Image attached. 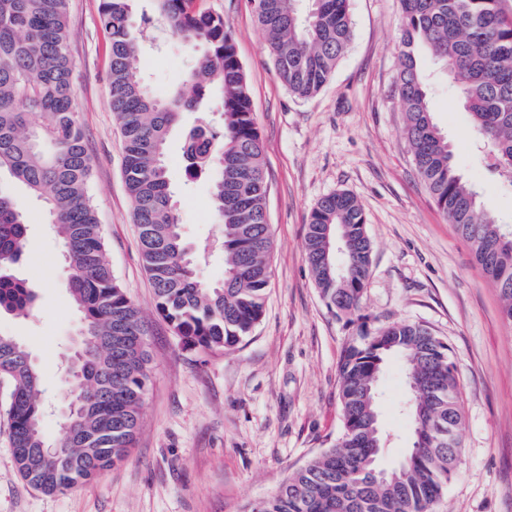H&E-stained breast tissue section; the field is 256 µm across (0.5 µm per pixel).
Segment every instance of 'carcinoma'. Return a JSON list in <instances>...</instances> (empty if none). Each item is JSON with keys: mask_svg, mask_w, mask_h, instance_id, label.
<instances>
[{"mask_svg": "<svg viewBox=\"0 0 512 512\" xmlns=\"http://www.w3.org/2000/svg\"><path fill=\"white\" fill-rule=\"evenodd\" d=\"M133 0H101L110 45L111 107L124 140V178L140 231L141 257L156 312L188 347L224 351L260 320L270 281L273 239L267 220L264 143L256 126L234 34L224 17L194 0H152L136 20ZM259 0L257 24L278 81L301 98L331 79L352 38L349 0ZM396 95L417 172L436 207L466 241L498 289L512 324V225L468 188L448 139L428 106L418 55L428 52L458 85L473 145L493 179L512 181V9L506 0H401ZM161 21L195 53L182 86L155 97L139 72L144 29ZM220 104L221 124L187 145L190 167L210 175L224 277L205 282L182 239L165 162L170 132L182 114ZM46 200L64 244V288L80 316L81 357L63 420L59 455L41 463L31 450L49 442L40 372L13 336H0V378L9 383L10 441L20 475L48 493L79 487L123 462L133 447L149 370L147 349L118 337L142 327L139 309L112 274L90 200L92 162L74 103L68 0H0V175ZM27 224L0 192V312L29 315L37 295L10 272L24 255ZM315 285L337 315L359 310L372 244L362 206L342 191L313 208L305 240ZM112 337V349L98 345ZM402 357L410 387L406 412L412 443L390 477L373 482L383 446L378 381L385 360ZM343 429L330 447L296 469L251 512H432L461 460L462 424L456 364L448 344L421 324L394 322L363 331L339 369Z\"/></svg>", "mask_w": 512, "mask_h": 512, "instance_id": "1", "label": "carcinoma"}]
</instances>
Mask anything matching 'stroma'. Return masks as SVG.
I'll return each mask as SVG.
<instances>
[{
    "label": "stroma",
    "mask_w": 512,
    "mask_h": 512,
    "mask_svg": "<svg viewBox=\"0 0 512 512\" xmlns=\"http://www.w3.org/2000/svg\"><path fill=\"white\" fill-rule=\"evenodd\" d=\"M100 0H69L76 108L92 161L91 197L114 276L139 308L149 353L147 393L128 458L84 486L35 489L18 473L9 420L0 404V512H248L326 448L343 424L338 369L361 327L420 323L445 341L457 367L462 461L436 512H512V324L498 291L469 245L436 207L416 171L395 97L400 65V0H350L353 33L330 82L307 99L278 83L251 0H195L231 26L265 145L267 215L274 249L264 314L236 347L205 353L185 347L155 310L126 191L123 139L110 103L109 47ZM191 65L183 45L156 25L139 68L166 97ZM429 106L469 185L504 219L512 186L487 177L471 146L462 96L429 56ZM200 122L184 113L168 137L167 162L183 237L199 254V276L224 273L208 177L186 172L185 139ZM28 223L17 275L38 294L25 317L0 314V336L17 338L35 358L48 409V439L64 434L56 412L64 360L78 327L63 283L67 267L46 203L10 187ZM345 191L361 203L372 263L359 316H337L310 271L305 237L312 208ZM382 467L410 444L404 365L391 359L380 379Z\"/></svg>",
    "instance_id": "obj_1"
}]
</instances>
